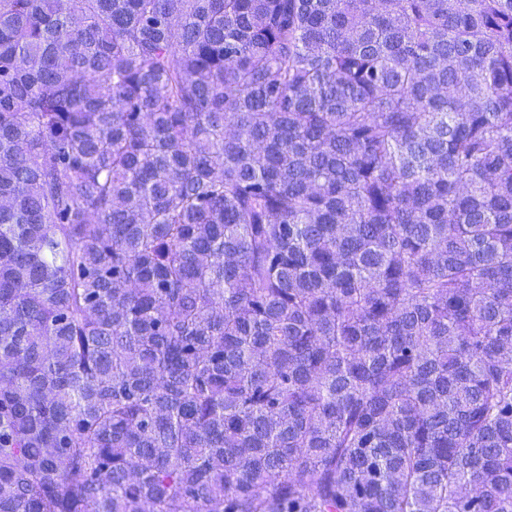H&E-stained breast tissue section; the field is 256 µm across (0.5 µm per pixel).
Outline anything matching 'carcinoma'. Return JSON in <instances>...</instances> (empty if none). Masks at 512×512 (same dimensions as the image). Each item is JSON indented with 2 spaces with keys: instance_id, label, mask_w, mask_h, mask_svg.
<instances>
[{
  "instance_id": "obj_1",
  "label": "carcinoma",
  "mask_w": 512,
  "mask_h": 512,
  "mask_svg": "<svg viewBox=\"0 0 512 512\" xmlns=\"http://www.w3.org/2000/svg\"><path fill=\"white\" fill-rule=\"evenodd\" d=\"M0 512H512V0H0Z\"/></svg>"
}]
</instances>
